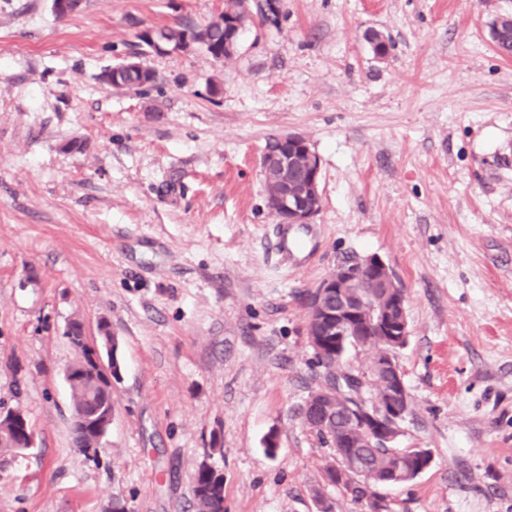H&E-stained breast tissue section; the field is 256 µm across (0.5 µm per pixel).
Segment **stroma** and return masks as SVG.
Wrapping results in <instances>:
<instances>
[{
    "instance_id": "obj_1",
    "label": "stroma",
    "mask_w": 512,
    "mask_h": 512,
    "mask_svg": "<svg viewBox=\"0 0 512 512\" xmlns=\"http://www.w3.org/2000/svg\"><path fill=\"white\" fill-rule=\"evenodd\" d=\"M51 5L0 0V411L36 436L0 456V512H195L203 463L224 512H366L324 483L335 452L300 411L323 382L304 298L372 254L406 299L396 445L433 457L382 488L390 512H512V58L487 27L512 0H283L224 61L138 39L224 0ZM130 59L152 84L101 81ZM288 133L322 206L284 230L260 159ZM74 318L119 342L95 457L72 442Z\"/></svg>"
}]
</instances>
